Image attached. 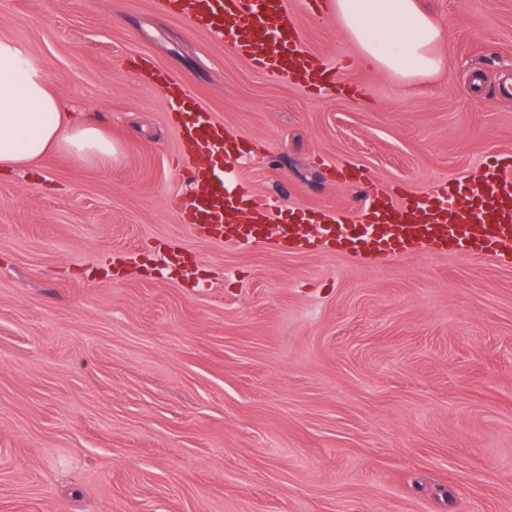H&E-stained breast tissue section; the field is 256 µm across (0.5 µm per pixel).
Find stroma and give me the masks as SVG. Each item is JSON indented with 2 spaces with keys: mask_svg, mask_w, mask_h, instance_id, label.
<instances>
[{
  "mask_svg": "<svg viewBox=\"0 0 512 512\" xmlns=\"http://www.w3.org/2000/svg\"><path fill=\"white\" fill-rule=\"evenodd\" d=\"M420 3L447 68L402 83L288 0L337 67L314 96L153 0H0V40L114 148L0 172V512H512V266L193 231L135 66L247 140L231 179L353 219L370 186L425 192L512 152V0Z\"/></svg>",
  "mask_w": 512,
  "mask_h": 512,
  "instance_id": "stroma-1",
  "label": "stroma"
}]
</instances>
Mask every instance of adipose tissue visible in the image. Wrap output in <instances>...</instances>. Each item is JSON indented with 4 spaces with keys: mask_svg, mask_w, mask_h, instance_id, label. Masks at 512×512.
<instances>
[{
    "mask_svg": "<svg viewBox=\"0 0 512 512\" xmlns=\"http://www.w3.org/2000/svg\"><path fill=\"white\" fill-rule=\"evenodd\" d=\"M342 31L364 60L403 81L442 72L436 46L444 31L419 0H334ZM111 159L112 142L91 124H76L23 48L0 41V168L34 165L50 152Z\"/></svg>",
    "mask_w": 512,
    "mask_h": 512,
    "instance_id": "1",
    "label": "adipose tissue"
}]
</instances>
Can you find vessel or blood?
Returning <instances> with one entry per match:
<instances>
[{
  "label": "vessel or blood",
  "mask_w": 512,
  "mask_h": 512,
  "mask_svg": "<svg viewBox=\"0 0 512 512\" xmlns=\"http://www.w3.org/2000/svg\"><path fill=\"white\" fill-rule=\"evenodd\" d=\"M155 5L227 44L259 71L312 91L335 82L333 69L303 48L287 0H155ZM146 74L165 92L183 153L197 161L179 171L196 191L171 200L191 229L222 234L225 244L244 250L271 244L305 253L321 247L376 264L420 252L512 262L511 152L496 155L477 176L446 179L422 194L371 192L360 223L350 224L328 213L285 208L278 199L229 181V164L247 154L244 138L226 131L166 71L152 66Z\"/></svg>",
  "instance_id": "1"
}]
</instances>
